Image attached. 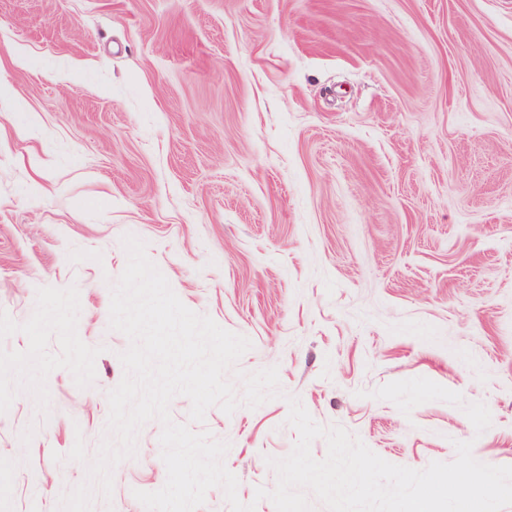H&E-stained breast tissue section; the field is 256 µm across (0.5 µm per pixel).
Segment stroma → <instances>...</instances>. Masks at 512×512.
Returning <instances> with one entry per match:
<instances>
[{
    "label": "stroma",
    "mask_w": 512,
    "mask_h": 512,
    "mask_svg": "<svg viewBox=\"0 0 512 512\" xmlns=\"http://www.w3.org/2000/svg\"><path fill=\"white\" fill-rule=\"evenodd\" d=\"M0 512L86 478L129 341L110 287L143 240L183 304L283 397L194 431L237 494L273 489L286 395L421 470L469 441L512 466V0H0ZM428 378L484 403L403 415ZM161 424L93 512L160 489Z\"/></svg>",
    "instance_id": "35a3bbf8"
}]
</instances>
